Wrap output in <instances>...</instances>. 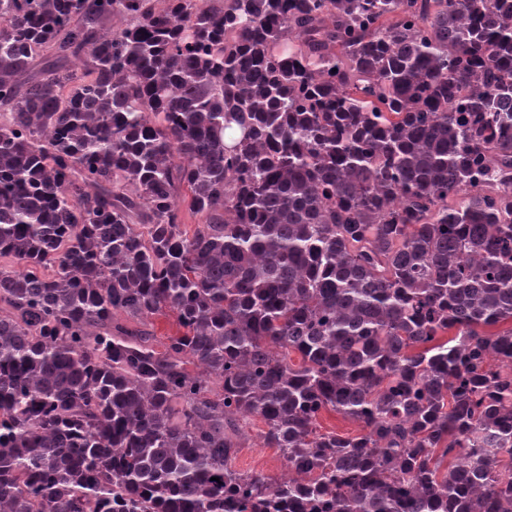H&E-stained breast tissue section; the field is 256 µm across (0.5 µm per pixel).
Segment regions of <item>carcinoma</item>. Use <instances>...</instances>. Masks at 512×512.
I'll return each instance as SVG.
<instances>
[{
    "mask_svg": "<svg viewBox=\"0 0 512 512\" xmlns=\"http://www.w3.org/2000/svg\"><path fill=\"white\" fill-rule=\"evenodd\" d=\"M509 320L512 0H0V512H512ZM151 330L155 336V346L162 350L167 343V337L175 336L181 331V328L178 326L175 316L166 312L153 318ZM317 426L322 433L336 432L338 434L354 435L360 430L356 421L334 412L323 413L318 419ZM264 425L254 419L248 431V439L237 455L235 466L241 471L262 472L280 477L285 473L282 458L276 448H264L262 432Z\"/></svg>",
    "mask_w": 512,
    "mask_h": 512,
    "instance_id": "1",
    "label": "carcinoma"
}]
</instances>
